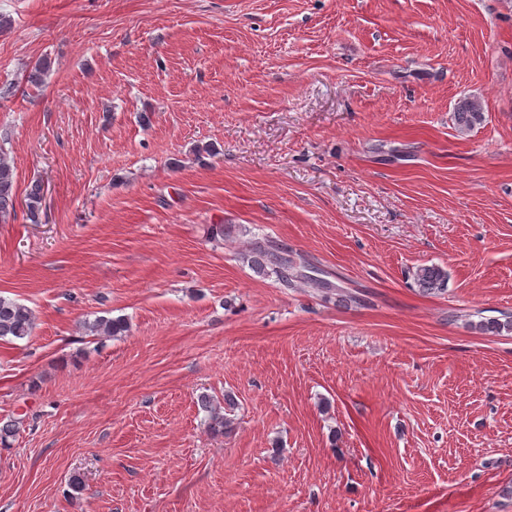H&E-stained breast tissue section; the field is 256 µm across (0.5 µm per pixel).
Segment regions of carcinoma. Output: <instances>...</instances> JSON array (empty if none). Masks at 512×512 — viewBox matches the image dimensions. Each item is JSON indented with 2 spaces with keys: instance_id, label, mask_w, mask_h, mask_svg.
<instances>
[{
  "instance_id": "1",
  "label": "carcinoma",
  "mask_w": 512,
  "mask_h": 512,
  "mask_svg": "<svg viewBox=\"0 0 512 512\" xmlns=\"http://www.w3.org/2000/svg\"><path fill=\"white\" fill-rule=\"evenodd\" d=\"M483 108L479 100L465 98L458 102L455 110V122L459 132L463 133L483 121ZM27 218L34 224L39 223V211L44 197V188L41 181L36 180L26 194ZM15 213V177L14 169L4 151H0V221H4ZM247 261L256 272L266 275L273 273L278 280L294 288L306 285L324 290L328 293L334 291L339 300L345 303L357 302L359 297L339 287L332 288L329 283L308 275L306 263L297 262L292 250L286 245H273L266 241H256L252 244ZM415 280L420 290L426 294H435L446 290L448 284V271L438 265L422 266L415 273ZM35 325L33 311L11 299L0 297V340H22L32 336ZM87 330L94 336L114 337L120 336L129 330V325L123 318H107L100 316L91 322L85 323ZM471 326L483 333L499 335L503 332H512V316L501 320L495 317H483ZM201 406L209 412L207 429L212 433H221L230 427L231 419L221 414L213 407L208 396H201Z\"/></svg>"
}]
</instances>
